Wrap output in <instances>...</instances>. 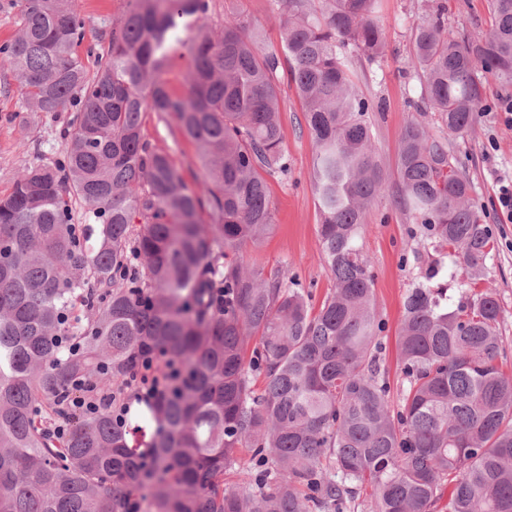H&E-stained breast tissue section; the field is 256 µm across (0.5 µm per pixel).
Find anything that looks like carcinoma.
<instances>
[{
	"label": "carcinoma",
	"mask_w": 512,
	"mask_h": 512,
	"mask_svg": "<svg viewBox=\"0 0 512 512\" xmlns=\"http://www.w3.org/2000/svg\"><path fill=\"white\" fill-rule=\"evenodd\" d=\"M0 45L30 112H70L62 159L26 167L0 197V512H344L364 487L371 512H512V374L499 364L500 306L475 292L491 252L453 141L480 111L482 79L512 83V0H491L485 34L448 28L443 0L412 29L419 111L401 134L393 200L442 256L407 289L398 329L400 403L381 367L374 273L360 240L385 190L349 52L373 64L387 35L379 0H270L282 54L214 0H128L107 42L78 53L73 0H9ZM188 91L164 77L178 30ZM302 102L313 147L319 304L298 277L243 261L271 232L266 176H288L279 70ZM196 143L193 188L145 117ZM457 286L458 298L448 294ZM177 369L138 403L146 359ZM79 389L101 410L51 420ZM154 432L142 448L130 436ZM237 475L233 488L224 475ZM3 3L0 9V44L10 40L19 28V15L16 9L8 6V0H0ZM72 406L75 411L82 414H89L98 411L102 407H107L113 412L115 423L122 426L125 422V410L123 407L118 408L112 405V402L107 394H101L96 399H89L86 396H79L72 401Z\"/></svg>",
	"instance_id": "carcinoma-1"
}]
</instances>
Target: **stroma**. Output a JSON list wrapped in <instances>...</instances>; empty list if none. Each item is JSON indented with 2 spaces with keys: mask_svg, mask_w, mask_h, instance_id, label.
I'll list each match as a JSON object with an SVG mask.
<instances>
[{
  "mask_svg": "<svg viewBox=\"0 0 512 512\" xmlns=\"http://www.w3.org/2000/svg\"><path fill=\"white\" fill-rule=\"evenodd\" d=\"M434 0H379L378 19L388 36L386 51L377 63L355 61L362 74V90L382 102V109L368 115L378 158L386 184L396 180L395 157L405 126L417 116L414 107L419 82L411 63L410 32L426 14ZM211 25L218 26L229 12H237L264 29L268 50L280 51V20L270 9L269 0H216ZM448 26L457 32L487 31L492 24L489 0H447ZM85 20V41L104 40L114 19L127 10V0H76ZM512 96V84L486 79L483 107L476 113L467 135L453 145L461 170L472 186L473 201L486 214L492 233V249L487 261L484 287L492 289L501 308L499 333L503 341L504 370H512V224L497 220L492 200L498 179L512 178V127L496 114L501 97ZM68 113L35 115L22 106L18 83L9 66L0 61V196L7 194L17 174L36 158H57L64 150L59 137ZM280 119L283 143L288 151L287 177L269 179L275 226L264 242L247 247L244 259L265 271L282 269L295 274L310 287L316 299L332 291L334 283L325 268L318 238L319 214L311 187L312 146L307 133L302 104L289 79L281 81ZM143 133L158 146L169 149L185 182L199 186L204 174L195 143L173 138L169 127L148 115ZM411 224L392 202L390 192L370 207L362 239L363 252L375 274L374 297L385 321L383 364L391 383H400L398 327L403 302L411 284L427 269L430 253L419 248Z\"/></svg>",
  "mask_w": 512,
  "mask_h": 512,
  "instance_id": "stroma-1",
  "label": "stroma"
}]
</instances>
